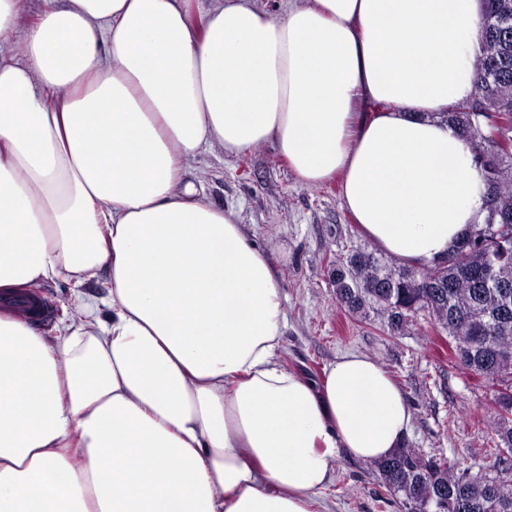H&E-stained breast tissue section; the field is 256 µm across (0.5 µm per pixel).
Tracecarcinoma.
<instances>
[{
    "instance_id": "carcinoma-1",
    "label": "carcinoma",
    "mask_w": 512,
    "mask_h": 512,
    "mask_svg": "<svg viewBox=\"0 0 512 512\" xmlns=\"http://www.w3.org/2000/svg\"><path fill=\"white\" fill-rule=\"evenodd\" d=\"M499 0H483L480 20L483 44L499 43L504 52L492 61L477 59L475 91L445 113L448 123L474 143L486 179L496 182L485 224L470 233L444 261L423 271L395 268L372 252L355 251L333 270L336 300L350 315L374 309L383 331L400 333L423 311L437 332L448 337L455 363L489 383L491 409L481 416L494 444L495 461L473 474L440 458L425 457L403 446L390 457L371 463L385 495L399 500L403 512H512V473L500 464L512 456V417L497 403L512 393V142L503 144L476 131L479 112L512 113V20L496 15ZM482 240L487 271L464 254Z\"/></svg>"
}]
</instances>
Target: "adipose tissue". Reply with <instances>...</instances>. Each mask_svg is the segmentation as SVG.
I'll return each instance as SVG.
<instances>
[{
	"instance_id": "ef3b65f1",
	"label": "adipose tissue",
	"mask_w": 512,
	"mask_h": 512,
	"mask_svg": "<svg viewBox=\"0 0 512 512\" xmlns=\"http://www.w3.org/2000/svg\"><path fill=\"white\" fill-rule=\"evenodd\" d=\"M481 0H0V512H321L340 459L404 443L411 410L349 353L280 359L283 292L200 151L275 143L383 252L442 260L489 206L470 139ZM25 46L22 57L9 51ZM112 283L56 338L23 284Z\"/></svg>"
}]
</instances>
